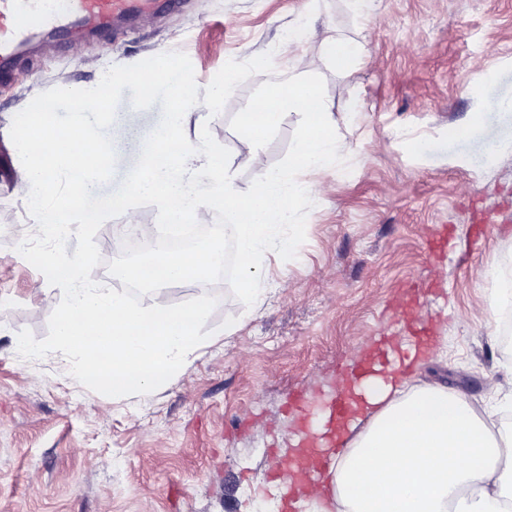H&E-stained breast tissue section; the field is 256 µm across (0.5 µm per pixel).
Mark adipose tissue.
I'll list each match as a JSON object with an SVG mask.
<instances>
[{
  "label": "adipose tissue",
  "mask_w": 512,
  "mask_h": 512,
  "mask_svg": "<svg viewBox=\"0 0 512 512\" xmlns=\"http://www.w3.org/2000/svg\"><path fill=\"white\" fill-rule=\"evenodd\" d=\"M420 373L371 379L368 424L344 447L311 425L336 464L303 485L296 512H512V436L497 411L477 414L462 390L409 389Z\"/></svg>",
  "instance_id": "adipose-tissue-1"
}]
</instances>
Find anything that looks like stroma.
<instances>
[{
    "instance_id": "obj_1",
    "label": "stroma",
    "mask_w": 512,
    "mask_h": 512,
    "mask_svg": "<svg viewBox=\"0 0 512 512\" xmlns=\"http://www.w3.org/2000/svg\"><path fill=\"white\" fill-rule=\"evenodd\" d=\"M309 16L329 35L363 44V64L338 72L298 31L297 52L325 82L345 167L306 170L314 202L296 257L264 255L261 306L245 307L226 280L167 287L169 304L209 294L210 336L165 387L119 400L73 378L62 353L27 360L17 336L48 334L60 288L16 250L30 235L28 188L9 136L14 116L55 87L98 84L115 65L185 52L199 87L231 59L272 53L273 75L292 66L279 47ZM269 76L240 84L202 127L230 152L237 191L255 179L252 147L231 118ZM512 0H376L367 17L346 0H184L182 7L116 34L42 44L0 76V512H288L274 482L284 433L307 430L356 374L376 337L382 366L408 360L416 324L433 336L424 382L465 389L488 409L490 380L512 373V306L492 322L496 282L512 281V164L491 159L512 141ZM108 134L114 192L161 120L160 105L118 107ZM492 271L481 281L478 271Z\"/></svg>"
}]
</instances>
